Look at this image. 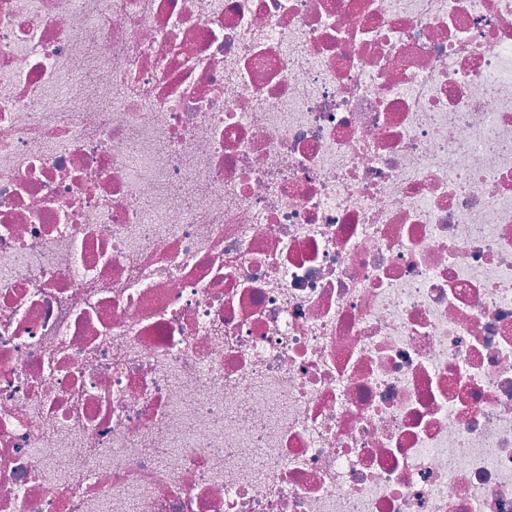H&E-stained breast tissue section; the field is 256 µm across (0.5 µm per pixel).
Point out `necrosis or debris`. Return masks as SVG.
I'll return each mask as SVG.
<instances>
[{"instance_id": "necrosis-or-debris-1", "label": "necrosis or debris", "mask_w": 512, "mask_h": 512, "mask_svg": "<svg viewBox=\"0 0 512 512\" xmlns=\"http://www.w3.org/2000/svg\"><path fill=\"white\" fill-rule=\"evenodd\" d=\"M0 512H512V0H0Z\"/></svg>"}]
</instances>
